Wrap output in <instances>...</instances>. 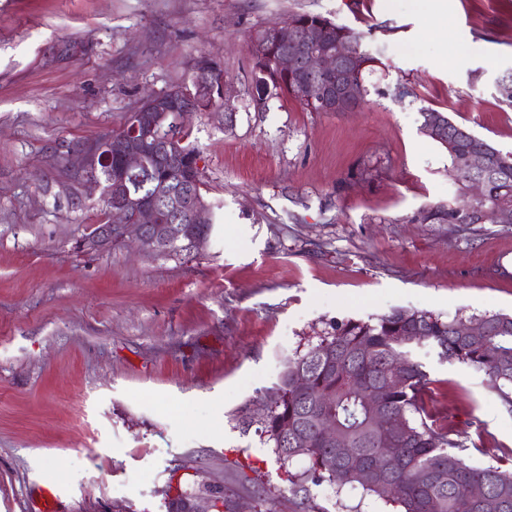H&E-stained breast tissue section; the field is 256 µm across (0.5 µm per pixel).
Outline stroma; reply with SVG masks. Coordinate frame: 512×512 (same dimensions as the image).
I'll use <instances>...</instances> for the list:
<instances>
[{
	"mask_svg": "<svg viewBox=\"0 0 512 512\" xmlns=\"http://www.w3.org/2000/svg\"><path fill=\"white\" fill-rule=\"evenodd\" d=\"M0 0V512H391L328 485L294 494L233 412L336 320L395 309L512 313V224H420L456 186L422 133L445 113L512 151V0ZM314 12L363 35L381 65L357 112L252 98L253 34ZM227 84L186 121L214 233L192 255L79 253L111 219L67 163L182 83L199 55ZM411 94L397 98L396 84ZM435 406L479 453L512 463V412L484 375L423 356Z\"/></svg>",
	"mask_w": 512,
	"mask_h": 512,
	"instance_id": "1",
	"label": "stroma"
}]
</instances>
